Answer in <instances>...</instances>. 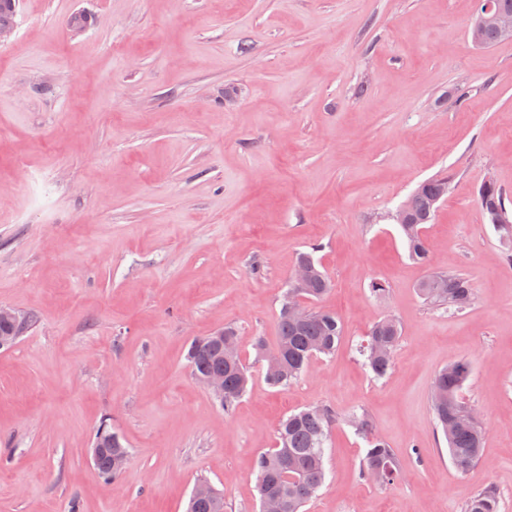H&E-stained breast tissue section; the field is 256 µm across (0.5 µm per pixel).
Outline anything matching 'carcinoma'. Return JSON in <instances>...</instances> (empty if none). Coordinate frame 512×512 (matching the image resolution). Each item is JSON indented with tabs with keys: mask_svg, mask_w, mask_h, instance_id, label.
<instances>
[{
	"mask_svg": "<svg viewBox=\"0 0 512 512\" xmlns=\"http://www.w3.org/2000/svg\"><path fill=\"white\" fill-rule=\"evenodd\" d=\"M446 185V177L426 179L418 183L404 201L411 223L401 224L399 228L409 257L419 265L426 266L430 262V249L423 228L432 221L436 212L432 202ZM501 195L503 191L491 180L480 186L478 202L487 220L493 219V211ZM494 229L506 249L507 261L512 264V223L496 224ZM314 252V248L302 251L296 257V263L313 268L312 288L304 294L309 303L319 300L331 288V280ZM442 278L447 283L445 288H429L425 280L420 283L419 293L423 299L446 309L467 307L473 298L469 280L458 273H446ZM278 328V339L273 348H268L261 338L255 343L258 354L263 358L273 350L281 354L280 369L264 375L267 385L278 389H286L299 380L313 357L333 354L344 335L343 324L335 314L312 307L299 322L279 312ZM400 337V324L392 317H384L371 326L366 339L360 344V352L374 378L386 377L392 368ZM187 360L192 371L201 376L224 374V412L231 413L250 383L242 361L226 359L224 349L212 336L195 338L189 345ZM470 376V363L464 359L456 360L437 373L432 387V409L437 426L448 440V451L460 471L481 459L486 442V428L481 421L467 417L469 405L462 398ZM334 424L332 411L320 406L288 415L279 426L277 447L261 453L256 460L258 496L275 494L283 502V512H302L325 482V448ZM121 453H129V448L114 431L112 442L103 445L95 467L100 477L110 481L120 477L121 472L110 468V458ZM376 471L382 473V482L393 480L396 459L391 449L373 438L368 441L361 459L360 474L366 478ZM222 500L223 496L217 491L202 498L192 497L189 512H221ZM498 509L497 492L492 487L473 495L465 505V512H498Z\"/></svg>",
	"mask_w": 512,
	"mask_h": 512,
	"instance_id": "carcinoma-1",
	"label": "carcinoma"
}]
</instances>
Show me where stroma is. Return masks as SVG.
Wrapping results in <instances>:
<instances>
[{"label":"stroma","instance_id":"1","mask_svg":"<svg viewBox=\"0 0 512 512\" xmlns=\"http://www.w3.org/2000/svg\"><path fill=\"white\" fill-rule=\"evenodd\" d=\"M476 4L19 0L0 43V305L33 321L0 350V512H186L203 479L224 512H260L257 456L315 405L337 421L304 512H463L489 486L512 512V265L477 204L488 177L512 199V38L474 45ZM435 176L450 191L422 266L390 215ZM310 248L332 281L314 306L344 339L276 390L255 342L275 343ZM440 272L469 279V307L425 303ZM386 316L402 336L377 380L356 348ZM227 325L251 375L229 414L186 360ZM458 359L487 428L463 472L431 408ZM105 419L129 446L114 481L89 455ZM370 435L397 460L381 486L359 476Z\"/></svg>","mask_w":512,"mask_h":512}]
</instances>
